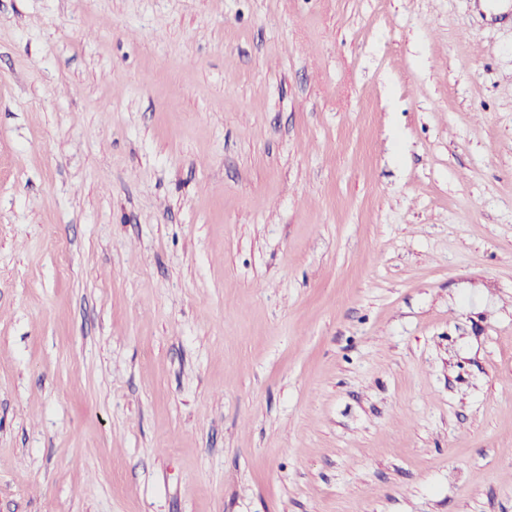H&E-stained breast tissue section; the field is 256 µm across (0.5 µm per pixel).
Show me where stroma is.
Returning <instances> with one entry per match:
<instances>
[{
  "label": "stroma",
  "instance_id": "1",
  "mask_svg": "<svg viewBox=\"0 0 512 512\" xmlns=\"http://www.w3.org/2000/svg\"><path fill=\"white\" fill-rule=\"evenodd\" d=\"M0 512H512V0H0Z\"/></svg>",
  "mask_w": 512,
  "mask_h": 512
}]
</instances>
